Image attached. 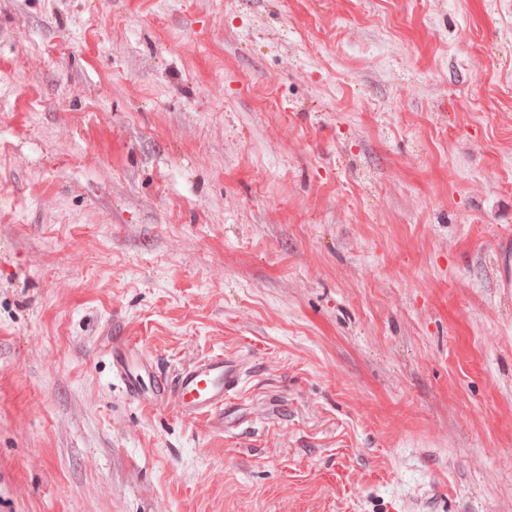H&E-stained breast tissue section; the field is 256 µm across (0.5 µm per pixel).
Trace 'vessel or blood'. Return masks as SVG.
Instances as JSON below:
<instances>
[{
	"label": "vessel or blood",
	"instance_id": "vessel-or-blood-1",
	"mask_svg": "<svg viewBox=\"0 0 512 512\" xmlns=\"http://www.w3.org/2000/svg\"><path fill=\"white\" fill-rule=\"evenodd\" d=\"M112 367L133 400L149 407L173 408L192 420L223 416L226 400L238 391L245 374L242 365L219 353L171 377L120 335L112 338Z\"/></svg>",
	"mask_w": 512,
	"mask_h": 512
}]
</instances>
